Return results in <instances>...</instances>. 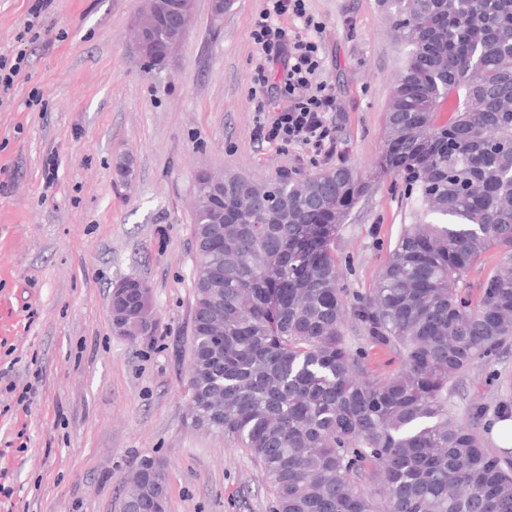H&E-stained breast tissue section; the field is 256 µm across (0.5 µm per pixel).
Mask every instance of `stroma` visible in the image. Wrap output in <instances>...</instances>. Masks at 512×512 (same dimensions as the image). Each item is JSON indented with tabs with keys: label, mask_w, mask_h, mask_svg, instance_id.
<instances>
[{
	"label": "stroma",
	"mask_w": 512,
	"mask_h": 512,
	"mask_svg": "<svg viewBox=\"0 0 512 512\" xmlns=\"http://www.w3.org/2000/svg\"><path fill=\"white\" fill-rule=\"evenodd\" d=\"M265 3L232 0L216 24L195 0L188 34L152 67L128 40L140 0H54L33 27L30 0H0V57L24 59L0 97V512H114L147 456L166 462V512H268L261 471L189 410L195 172L266 182L352 168L366 191L336 230L351 294L374 287L416 205L382 168L406 47L378 0H306L336 106L327 156L255 137L290 102L259 84L251 31ZM121 279L151 290L147 339L112 329ZM505 397L512 352L471 371L450 404L463 417L471 400Z\"/></svg>",
	"instance_id": "obj_1"
}]
</instances>
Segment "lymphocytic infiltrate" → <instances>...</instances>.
Masks as SVG:
<instances>
[{"label": "lymphocytic infiltrate", "mask_w": 512, "mask_h": 512, "mask_svg": "<svg viewBox=\"0 0 512 512\" xmlns=\"http://www.w3.org/2000/svg\"><path fill=\"white\" fill-rule=\"evenodd\" d=\"M255 23L253 38L266 55L283 66V76L297 94L291 104L280 112L271 126L261 127L258 135L266 142L284 146L305 144L315 153L333 150L335 138L326 119L334 111L335 101L325 85L310 82L319 67L318 47L315 42L290 35L281 26L280 19L294 16L303 19L305 26H312V19L305 16L304 0H271Z\"/></svg>", "instance_id": "f902f5d3"}]
</instances>
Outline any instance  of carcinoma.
I'll list each match as a JSON object with an SVG mask.
<instances>
[{
    "mask_svg": "<svg viewBox=\"0 0 512 512\" xmlns=\"http://www.w3.org/2000/svg\"><path fill=\"white\" fill-rule=\"evenodd\" d=\"M380 6L409 47L383 162L407 174L424 219L349 298L333 241L365 191L353 169L209 188L194 210L191 414L259 465L270 512H512L487 407L450 408L512 344V0ZM187 32L166 16L148 26L157 45ZM490 250L501 260L473 288ZM142 310L136 288L112 296L130 336ZM375 348L399 369L371 376ZM126 487L130 512H164V460L142 459Z\"/></svg>",
    "mask_w": 512,
    "mask_h": 512,
    "instance_id": "1",
    "label": "carcinoma"
}]
</instances>
